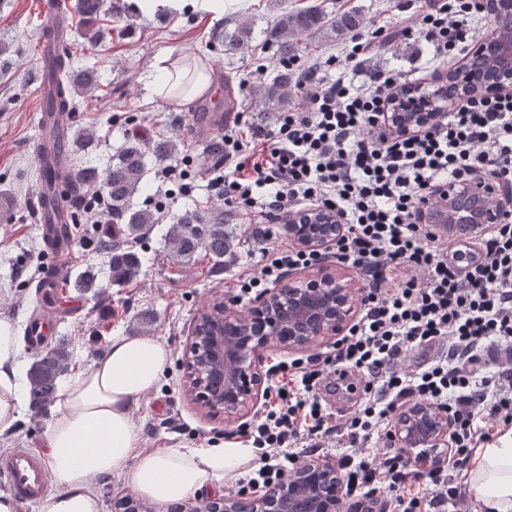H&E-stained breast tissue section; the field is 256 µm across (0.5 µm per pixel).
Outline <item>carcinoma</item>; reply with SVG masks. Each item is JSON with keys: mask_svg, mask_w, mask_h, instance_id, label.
<instances>
[{"mask_svg": "<svg viewBox=\"0 0 512 512\" xmlns=\"http://www.w3.org/2000/svg\"><path fill=\"white\" fill-rule=\"evenodd\" d=\"M101 0H78L76 9L85 16L86 22L94 23ZM364 29L360 11H344L326 17L319 10L308 7L282 13L274 24L266 28V46L281 59L296 56L298 39L312 30H326L337 38L352 37ZM253 40V23L246 20L232 30H224V46L233 49L249 47ZM51 88L47 94L45 111L58 115V125L53 133L55 149L63 151L68 135L64 126L69 114L76 111L74 94L95 82V76L87 71L80 78L69 75L70 54L63 49L50 59ZM298 76L286 69L281 70L263 87L264 111L280 112L290 103ZM146 174V150L137 138L129 140L112 157V162L99 169L92 165L75 168L65 175L66 188L78 190L88 185H99L112 203V223L105 225V234L112 242L103 246L105 260L100 272L87 270L75 281V287L92 294L107 288H122L142 273L140 254L125 245L132 237L147 234L155 224L154 213L149 209L134 207L133 196L143 184ZM168 243L174 256L189 259L198 252L208 255L217 265H224V256L231 253V236L224 229V217L199 210L184 213L172 225ZM72 365V351L64 343L49 347L32 363L28 373L30 406L37 414L47 411L54 403L63 377Z\"/></svg>", "mask_w": 512, "mask_h": 512, "instance_id": "1", "label": "carcinoma"}]
</instances>
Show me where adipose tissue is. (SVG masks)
Wrapping results in <instances>:
<instances>
[{
	"label": "adipose tissue",
	"mask_w": 512,
	"mask_h": 512,
	"mask_svg": "<svg viewBox=\"0 0 512 512\" xmlns=\"http://www.w3.org/2000/svg\"><path fill=\"white\" fill-rule=\"evenodd\" d=\"M20 354L14 325L0 320V433L20 417L25 391ZM168 359L167 347L156 338L116 336L64 384L44 442L46 464L60 490L43 502L41 512H100L90 482L117 470L151 504L218 492L239 476L253 456L245 446L140 449L131 411L156 388ZM467 484L473 512H512V436L474 448Z\"/></svg>",
	"instance_id": "ef3b65f1"
}]
</instances>
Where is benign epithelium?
Wrapping results in <instances>:
<instances>
[{"label":"benign epithelium","instance_id":"obj_1","mask_svg":"<svg viewBox=\"0 0 512 512\" xmlns=\"http://www.w3.org/2000/svg\"><path fill=\"white\" fill-rule=\"evenodd\" d=\"M490 30L476 45L472 59L495 57L488 74L476 77L454 68L432 92L413 88L397 96L386 113L387 127L411 132L435 123L448 105V93L468 98L512 87V41L501 38V23L512 18V0H483ZM344 232L335 211L310 208L298 212L288 225L296 247L323 251ZM362 284L344 267L330 265L307 271L267 289L252 310L243 313L232 300L220 301L198 313L193 321L187 359L208 350L213 360L224 361V392L212 390L207 374H192L189 392L204 409L224 413L233 423L248 413L263 396L260 356L275 347L290 352L309 350L340 336L352 323ZM450 422L441 409L413 405L394 421L393 435L401 448L438 449L448 443ZM311 492V512H381L379 496L353 500L339 464L332 459H309L290 479L259 492L209 499L198 505L180 504L171 512H299Z\"/></svg>","mask_w":512,"mask_h":512}]
</instances>
